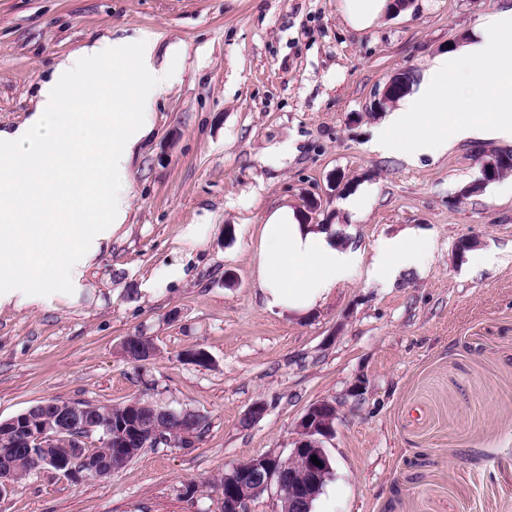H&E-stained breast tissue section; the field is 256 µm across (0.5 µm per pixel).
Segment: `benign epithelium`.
I'll return each mask as SVG.
<instances>
[{
  "label": "benign epithelium",
  "instance_id": "1",
  "mask_svg": "<svg viewBox=\"0 0 512 512\" xmlns=\"http://www.w3.org/2000/svg\"><path fill=\"white\" fill-rule=\"evenodd\" d=\"M402 74L394 75L386 85L381 96L373 101L371 110L382 111L388 105L392 104L401 89ZM498 179L497 161L487 159L482 165V178L467 186L463 193L466 195L477 194L491 182ZM43 407L49 410V413L43 418H32L29 413L24 412L18 416L12 417L4 424L13 431L12 443L6 448H0V458L5 460L12 455L14 449L24 448L27 450L28 458L32 460L36 470L41 471L47 464L51 465L59 474L78 483L84 477L95 473L96 467L86 466L84 469H78L73 466L71 458V449L67 448L57 454L51 460H42L36 452L37 445L45 439L51 432H70L79 433L87 429L86 415L84 407L74 401H51L43 403ZM334 404L329 401H321L314 404L306 414L301 418L298 424L299 441L287 458V461L306 455L313 456L319 454V448L322 447V440L333 436L334 426L330 411ZM309 475L301 479L296 476V471L286 466H270L263 464L256 466L249 471L229 470L224 473V481L231 485L238 483L249 484L254 491L260 492L271 487H276L279 499L288 503L292 508L304 499L303 493L307 487L319 478L321 470L314 463H309Z\"/></svg>",
  "mask_w": 512,
  "mask_h": 512
}]
</instances>
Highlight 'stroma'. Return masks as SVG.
Here are the masks:
<instances>
[{
  "label": "stroma",
  "mask_w": 512,
  "mask_h": 512,
  "mask_svg": "<svg viewBox=\"0 0 512 512\" xmlns=\"http://www.w3.org/2000/svg\"><path fill=\"white\" fill-rule=\"evenodd\" d=\"M505 5L413 0L358 32L337 0H0L7 130L75 50L144 32L179 50L128 171V221L82 289L58 269L38 302L0 308V421L50 400L135 399L204 420L194 447L145 449L108 478L29 477L0 512H221L224 471L288 457L322 400L336 433L315 512H512V175L461 199L494 143L413 161L370 147L386 118L370 104L391 77L421 78ZM310 198L314 223L363 262L310 314L268 311L260 226ZM410 227L430 239L425 262L370 280L378 244ZM135 335L155 357L123 354Z\"/></svg>",
  "instance_id": "obj_1"
}]
</instances>
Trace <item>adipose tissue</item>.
I'll return each mask as SVG.
<instances>
[{
	"label": "adipose tissue",
	"mask_w": 512,
	"mask_h": 512,
	"mask_svg": "<svg viewBox=\"0 0 512 512\" xmlns=\"http://www.w3.org/2000/svg\"><path fill=\"white\" fill-rule=\"evenodd\" d=\"M389 0H339L350 28L365 31L389 10ZM131 83L149 78L163 91L169 74L157 67V41L136 40ZM125 58L112 43L76 51L58 64L39 91L34 112L11 130L0 129V307L31 302L48 278L35 272L47 249L64 262L70 287H78L90 261L128 219L124 180L141 141L150 132L153 99H124L121 109L103 100L107 80L98 57ZM92 82L98 111L85 109L75 88ZM467 140L512 142V7L494 9L477 38L435 56L417 93L384 121L377 151L440 157ZM428 239L408 230L383 243L371 275L386 280L394 267L423 263ZM361 250L341 246L332 224H307L282 205L266 216L255 256V277L268 311L305 316L348 281L362 262Z\"/></svg>",
	"instance_id": "obj_1"
}]
</instances>
